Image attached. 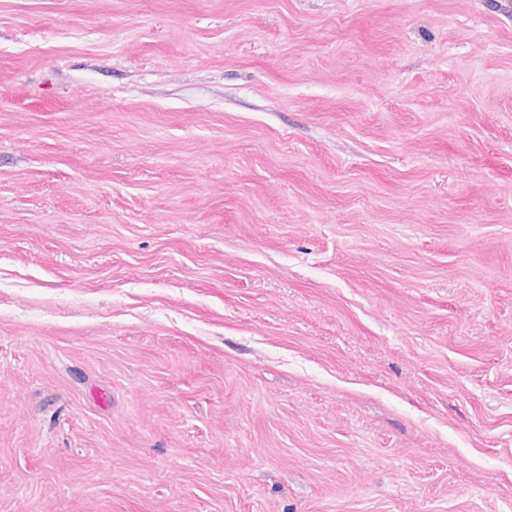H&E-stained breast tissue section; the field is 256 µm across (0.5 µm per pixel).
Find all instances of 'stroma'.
I'll list each match as a JSON object with an SVG mask.
<instances>
[{
    "label": "stroma",
    "instance_id": "obj_1",
    "mask_svg": "<svg viewBox=\"0 0 512 512\" xmlns=\"http://www.w3.org/2000/svg\"><path fill=\"white\" fill-rule=\"evenodd\" d=\"M0 512H512V0H0Z\"/></svg>",
    "mask_w": 512,
    "mask_h": 512
}]
</instances>
